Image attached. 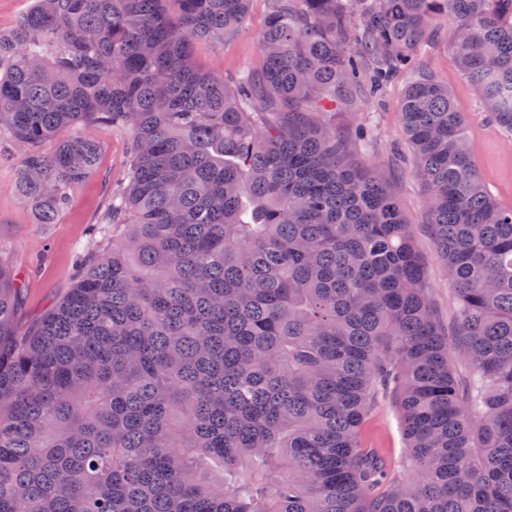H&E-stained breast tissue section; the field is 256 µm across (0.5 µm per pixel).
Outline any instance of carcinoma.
<instances>
[{"mask_svg": "<svg viewBox=\"0 0 512 512\" xmlns=\"http://www.w3.org/2000/svg\"><path fill=\"white\" fill-rule=\"evenodd\" d=\"M249 3L34 0L0 32V146L37 223L98 169L101 143L62 129L132 134L94 248L35 322L0 260V512H512V207L419 64L451 14L459 71L512 135V0H269L260 69L195 67ZM407 71L449 331L398 201L353 162L364 133L325 120ZM387 386L407 480L361 444Z\"/></svg>", "mask_w": 512, "mask_h": 512, "instance_id": "cac0c4a2", "label": "carcinoma"}]
</instances>
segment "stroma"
I'll use <instances>...</instances> for the list:
<instances>
[{
    "instance_id": "1",
    "label": "stroma",
    "mask_w": 512,
    "mask_h": 512,
    "mask_svg": "<svg viewBox=\"0 0 512 512\" xmlns=\"http://www.w3.org/2000/svg\"><path fill=\"white\" fill-rule=\"evenodd\" d=\"M267 11V0H251L248 20L239 32L222 43L198 42L194 64L204 72L227 76L260 69L263 57L259 35ZM449 25V20L438 21L436 42L423 55L422 62L447 82L465 113L470 149L489 190L500 203L512 205V136L495 127L483 111L477 91L461 76L447 39ZM407 83V76L402 74L394 78L383 97H356L350 106L337 112L336 128L350 136L360 126L371 128L370 146L357 161L370 166L399 200L425 269L428 295L441 323L449 327L455 320L456 302L448 273L426 227L427 209L413 175V155L400 123L399 106ZM67 133L100 138L103 150L97 172L73 190L68 206L52 224L36 223L32 206L16 192L19 156L0 154V239L11 245L9 263L25 275L19 312L23 322L42 314L71 287L77 274L75 251L89 245L92 224L114 183L123 180L127 172L130 134L83 125L68 128ZM363 439L366 447L376 449L387 459L396 475H403L406 442L393 393L379 396L364 426Z\"/></svg>"
}]
</instances>
